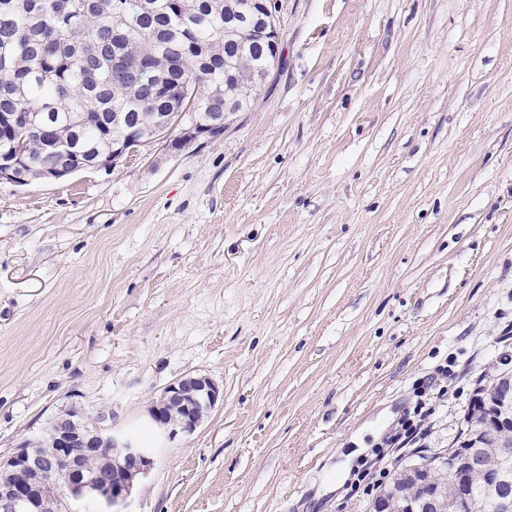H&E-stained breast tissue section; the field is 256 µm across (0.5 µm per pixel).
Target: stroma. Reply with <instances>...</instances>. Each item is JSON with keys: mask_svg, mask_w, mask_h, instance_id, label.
<instances>
[{"mask_svg": "<svg viewBox=\"0 0 512 512\" xmlns=\"http://www.w3.org/2000/svg\"><path fill=\"white\" fill-rule=\"evenodd\" d=\"M282 65L222 137L0 182V457L104 413L126 512H370L357 471L448 366L446 454L512 354V0H281ZM221 396L162 442L186 375ZM219 396L220 389L209 376L182 377L165 389L159 402L153 406L151 419L169 440L178 434H190L201 422L203 412L211 409ZM172 409H180L179 420L172 417Z\"/></svg>", "mask_w": 512, "mask_h": 512, "instance_id": "1", "label": "stroma"}]
</instances>
